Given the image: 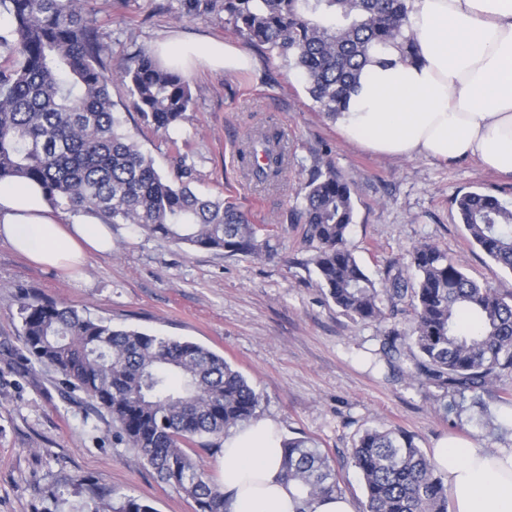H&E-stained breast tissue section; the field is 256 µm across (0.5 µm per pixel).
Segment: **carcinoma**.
Wrapping results in <instances>:
<instances>
[{
    "label": "carcinoma",
    "mask_w": 512,
    "mask_h": 512,
    "mask_svg": "<svg viewBox=\"0 0 512 512\" xmlns=\"http://www.w3.org/2000/svg\"><path fill=\"white\" fill-rule=\"evenodd\" d=\"M91 0H0L11 18L0 33V182L35 181L54 207L133 224L151 237L199 250L274 255L271 234L222 196L191 187L194 163L175 149L173 176L123 129L109 91ZM226 21L249 42L293 64L321 112L347 110L362 69L395 50L413 57L405 33L406 0H224ZM120 78L141 124L169 136L193 105L189 79L148 51L122 59ZM288 141L261 131L239 151L248 174L275 184L288 169ZM300 218L313 248L318 284L342 312L383 324L409 316L405 331L384 330L383 360L411 358L410 376L458 392L483 387L512 368V301L470 279L431 243L411 254V274L397 271L377 287L348 245L354 207L349 183L334 167L316 170L303 188ZM471 242L512 271V209L492 194L456 200ZM21 340L29 358L104 409L116 437L135 448L196 512H225L224 494L186 448L221 438L257 416L262 395L224 357L190 342L118 329L79 310L23 298ZM284 476L308 500L341 493L327 455L305 438H285ZM365 512H448V484L407 431L367 429L352 449ZM89 512H154L141 500L118 503L92 494Z\"/></svg>",
    "instance_id": "obj_1"
}]
</instances>
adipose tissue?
Returning a JSON list of instances; mask_svg holds the SVG:
<instances>
[{
    "label": "adipose tissue",
    "mask_w": 512,
    "mask_h": 512,
    "mask_svg": "<svg viewBox=\"0 0 512 512\" xmlns=\"http://www.w3.org/2000/svg\"><path fill=\"white\" fill-rule=\"evenodd\" d=\"M407 32L414 61L367 64L340 129L352 142L392 157L476 159L512 175V0H411ZM190 54L209 67L243 71L239 47L206 41ZM0 240L32 262L63 271L112 249L96 216L63 218L32 182L0 183ZM281 436L265 419L230 429L220 458L226 512H357L345 495L305 494L285 478ZM432 458L448 481L451 512H512V448L488 452L443 441Z\"/></svg>",
    "instance_id": "obj_1"
}]
</instances>
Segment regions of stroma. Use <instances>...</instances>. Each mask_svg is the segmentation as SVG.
Here are the masks:
<instances>
[{
	"label": "stroma",
	"instance_id": "35a3bbf8",
	"mask_svg": "<svg viewBox=\"0 0 512 512\" xmlns=\"http://www.w3.org/2000/svg\"><path fill=\"white\" fill-rule=\"evenodd\" d=\"M110 63L171 35L247 46L224 20V0H93ZM258 72L192 73L193 106L176 132L192 153V185L223 193L272 231L274 259L196 250L112 228V250L90 254L77 275L30 263L0 241V512H87L88 483L113 501H147L155 512H195L134 449L115 439L106 412L68 390L53 370L28 365L21 341L22 292L64 303L113 326L198 343L224 356L263 396L259 417L282 437L313 441L331 458L344 495L363 512L366 498L352 448L363 431L398 426L424 453L448 438L512 448V370L484 389L457 396L411 380L409 361L376 362L382 329L353 320L319 288L313 252L297 221L300 187L333 164L352 189L348 243L366 273L384 281L393 265L428 242L471 279L512 295V273L470 240L456 199L489 192L512 208V175L474 159L385 157L345 139L310 98L298 71L266 47L249 46ZM125 128L161 173L171 145L138 132L120 80L110 86ZM279 127L292 163L268 189L240 173L238 150L266 123ZM456 403L444 412L447 403Z\"/></svg>",
	"mask_w": 512,
	"mask_h": 512
}]
</instances>
